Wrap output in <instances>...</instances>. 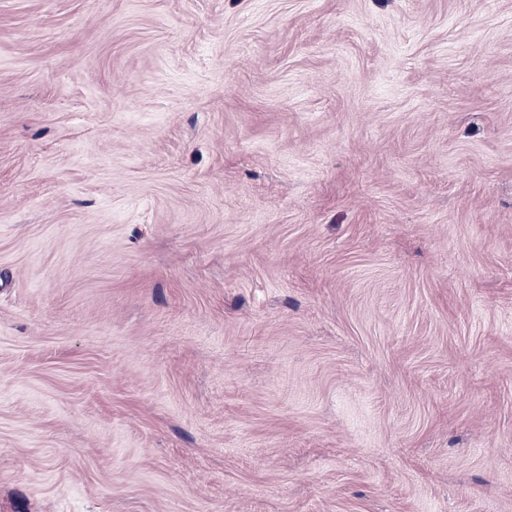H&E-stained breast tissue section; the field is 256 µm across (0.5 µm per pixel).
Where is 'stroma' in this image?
Masks as SVG:
<instances>
[{
    "label": "stroma",
    "instance_id": "35a3bbf8",
    "mask_svg": "<svg viewBox=\"0 0 512 512\" xmlns=\"http://www.w3.org/2000/svg\"><path fill=\"white\" fill-rule=\"evenodd\" d=\"M0 512H512V0H0Z\"/></svg>",
    "mask_w": 512,
    "mask_h": 512
}]
</instances>
